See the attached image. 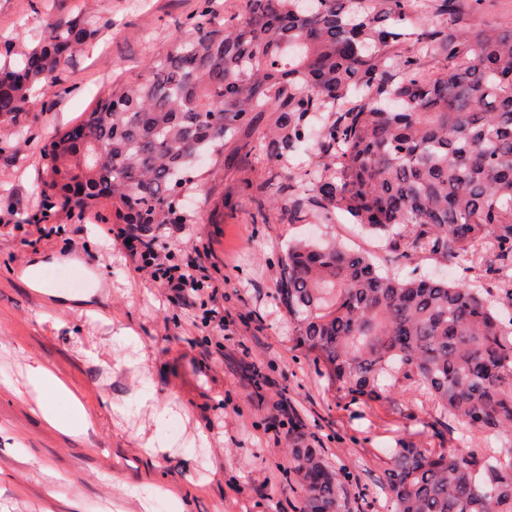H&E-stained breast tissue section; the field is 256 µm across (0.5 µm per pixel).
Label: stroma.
Instances as JSON below:
<instances>
[{
	"label": "stroma",
	"mask_w": 512,
	"mask_h": 512,
	"mask_svg": "<svg viewBox=\"0 0 512 512\" xmlns=\"http://www.w3.org/2000/svg\"><path fill=\"white\" fill-rule=\"evenodd\" d=\"M0 0V33L37 46L47 19L95 15L110 28L80 38L64 74L67 91L36 85L28 125L0 121V512H151L138 488L159 489L184 512H300L297 484L288 482L294 436L273 438V419H297L307 447L332 468L350 471L341 501L352 512H387L382 491L392 449L405 444L479 448L477 434L458 425L439 429L431 408L408 388L391 389L384 407L349 403L293 341V324L277 297L280 260L289 243L335 239L388 259L385 237L337 214L335 223L283 224L275 208L257 223L249 184L261 165L239 150L222 174L208 177L187 201L195 224H166L161 250L174 260L198 259L220 285L225 333L203 328L201 309L169 299L135 270L121 245L122 225L96 223L57 210L38 221L42 148L78 123L118 84L144 78L200 0ZM232 195L235 208L221 201ZM43 264L46 288L23 275ZM400 277L426 275L473 282V269L437 257L402 262ZM132 329L141 348L121 346ZM44 366L95 416L78 436L43 420L27 369ZM151 384L158 408L173 419L158 433L135 403ZM164 435L161 458L148 439Z\"/></svg>",
	"instance_id": "35a3bbf8"
}]
</instances>
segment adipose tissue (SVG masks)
<instances>
[{
    "mask_svg": "<svg viewBox=\"0 0 512 512\" xmlns=\"http://www.w3.org/2000/svg\"><path fill=\"white\" fill-rule=\"evenodd\" d=\"M28 379L38 394L43 419L61 433L77 436L91 424V416L77 395L66 387L48 369L36 367L29 371Z\"/></svg>",
    "mask_w": 512,
    "mask_h": 512,
    "instance_id": "adipose-tissue-1",
    "label": "adipose tissue"
}]
</instances>
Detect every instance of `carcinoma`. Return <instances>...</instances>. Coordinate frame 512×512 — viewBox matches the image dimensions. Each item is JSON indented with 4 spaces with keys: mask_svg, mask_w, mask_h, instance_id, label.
Instances as JSON below:
<instances>
[{
    "mask_svg": "<svg viewBox=\"0 0 512 512\" xmlns=\"http://www.w3.org/2000/svg\"><path fill=\"white\" fill-rule=\"evenodd\" d=\"M465 3L482 0H242L222 21L205 6L142 81L43 146L42 217L105 199L114 224H192L196 158L216 170L260 131L252 191L264 200L277 185L282 223L343 211L389 238L391 264L465 262L512 302V18L475 32ZM79 36L56 19L20 55L0 38V121L25 129L33 85H62ZM315 120L316 165L293 171ZM277 294L296 346L341 397L382 404L401 383L442 423L512 438V313L483 289L402 279L329 241L288 247ZM288 455L302 512H342L347 471L314 448ZM488 459L393 449L390 512H512V448Z\"/></svg>",
    "mask_w": 512,
    "mask_h": 512,
    "instance_id": "cac0c4a2",
    "label": "carcinoma"
}]
</instances>
